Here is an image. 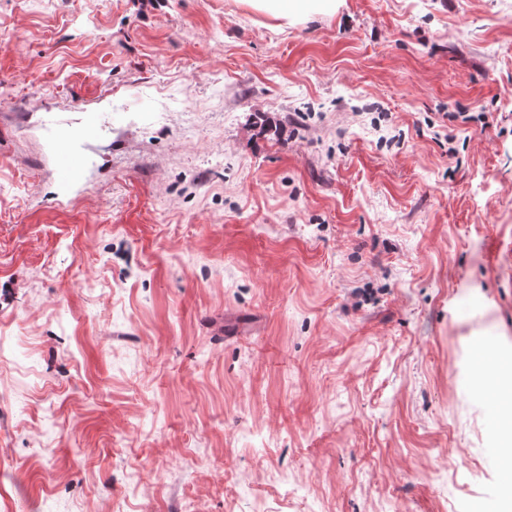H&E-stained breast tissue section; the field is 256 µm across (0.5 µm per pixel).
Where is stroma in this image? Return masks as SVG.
<instances>
[{
    "mask_svg": "<svg viewBox=\"0 0 512 512\" xmlns=\"http://www.w3.org/2000/svg\"><path fill=\"white\" fill-rule=\"evenodd\" d=\"M496 343L512 0H0V512H477ZM249 8L268 15L277 28L293 26L313 16H335L342 0H241ZM55 137L61 143L56 156V173L61 181L68 182L82 170L83 158L67 145L68 133L65 130H57Z\"/></svg>",
    "mask_w": 512,
    "mask_h": 512,
    "instance_id": "stroma-1",
    "label": "stroma"
}]
</instances>
